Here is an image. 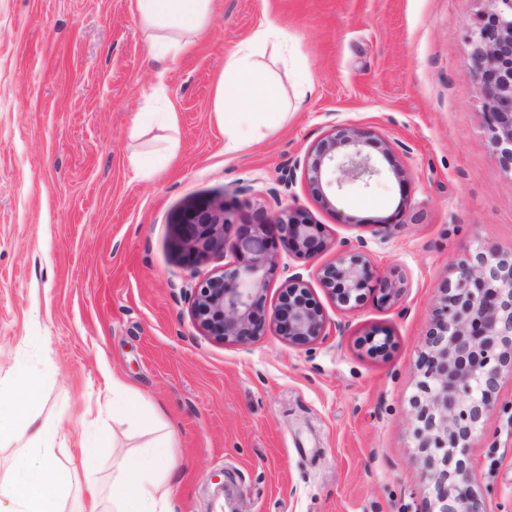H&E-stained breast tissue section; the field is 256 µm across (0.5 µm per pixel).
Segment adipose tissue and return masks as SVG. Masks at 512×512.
<instances>
[{
  "mask_svg": "<svg viewBox=\"0 0 512 512\" xmlns=\"http://www.w3.org/2000/svg\"><path fill=\"white\" fill-rule=\"evenodd\" d=\"M213 0H133L142 26L150 30V49L158 58H176L192 37L205 32ZM288 34L269 20L239 43L224 62L213 99L224 151L243 150L287 118L280 87L263 63L272 53L287 63ZM8 393L0 392V442L18 441L7 482H0V512H101V491L89 474L103 443L90 435L81 447L78 468L62 475L55 456L56 426L31 413L39 385L36 371L15 366ZM172 433L148 445L147 452L117 458L112 479V512H174L171 478L179 463L171 451Z\"/></svg>",
  "mask_w": 512,
  "mask_h": 512,
  "instance_id": "1",
  "label": "adipose tissue"
}]
</instances>
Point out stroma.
Segmentation results:
<instances>
[{
    "mask_svg": "<svg viewBox=\"0 0 512 512\" xmlns=\"http://www.w3.org/2000/svg\"><path fill=\"white\" fill-rule=\"evenodd\" d=\"M491 7L214 0L192 51L162 61L131 0H0V377L20 362L38 372L33 408L58 424L61 464L79 458L90 412L114 435L93 469L102 486L113 454L150 439L120 410L99 414L115 400L174 429L176 512H428L412 406L425 335L465 250L512 249V172L483 125L468 61V31ZM268 19L294 45L282 79L288 120L228 155L215 85L227 56ZM159 85L176 128L132 131ZM339 123L376 131L365 151L381 174L345 184L326 208L304 164ZM171 140L176 158L138 176L136 161L160 158ZM202 199L223 201L229 240L259 210L271 218L291 207L323 225L328 246L315 259L274 245L265 306L302 273L341 332L309 344L272 325L247 341L203 333L190 315L193 287L224 260L186 262L175 238ZM360 239L403 292L343 309L315 270ZM116 376L128 395L113 396ZM469 459L491 512H512V376Z\"/></svg>",
    "mask_w": 512,
    "mask_h": 512,
    "instance_id": "obj_1",
    "label": "stroma"
}]
</instances>
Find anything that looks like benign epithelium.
<instances>
[{
    "instance_id": "benign-epithelium-1",
    "label": "benign epithelium",
    "mask_w": 512,
    "mask_h": 512,
    "mask_svg": "<svg viewBox=\"0 0 512 512\" xmlns=\"http://www.w3.org/2000/svg\"><path fill=\"white\" fill-rule=\"evenodd\" d=\"M495 9L469 30L471 70L482 86L484 123L501 165L512 170V0H492ZM376 139L369 128L337 124L308 153L305 173L319 202L331 207L336 190L349 182L369 184L380 169L363 146ZM227 211L221 201L187 208L178 221V241L189 260L222 254L224 270L195 288L191 315L207 335L242 341L275 325L293 343L326 335L328 322L313 302L300 273L289 275L280 304L265 315L263 292L276 267V237L307 259L324 247L323 231L297 209L284 208L270 224L244 225L224 238ZM322 286L340 307H353L378 286L383 298L401 289L376 274L365 244L347 243L333 262L316 269ZM413 398L414 435L423 473L432 488L430 512H489L472 489L477 474L469 465L472 436L493 409L503 370L512 369V250L478 246L456 264L455 278L442 288L441 307L425 340Z\"/></svg>"
}]
</instances>
